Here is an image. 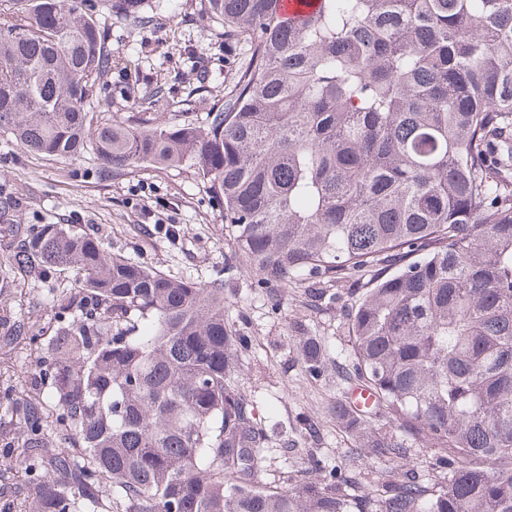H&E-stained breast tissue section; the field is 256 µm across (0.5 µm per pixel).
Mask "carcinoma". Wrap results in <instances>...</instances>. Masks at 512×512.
<instances>
[{"label":"carcinoma","instance_id":"1","mask_svg":"<svg viewBox=\"0 0 512 512\" xmlns=\"http://www.w3.org/2000/svg\"><path fill=\"white\" fill-rule=\"evenodd\" d=\"M107 9L152 23L146 0ZM200 9L248 50L206 124L94 126L112 58L85 0H0V134L66 159L91 147L115 170L194 169L260 288L369 276L348 378L395 432L332 414L358 456L425 448L448 475L264 487L224 280L171 279L42 224L12 269L73 268L80 286L36 362L41 390L5 405L24 472L62 477L19 512H87L104 492L110 512H512V0H318L294 25L281 0ZM298 344L320 375V346Z\"/></svg>","mask_w":512,"mask_h":512}]
</instances>
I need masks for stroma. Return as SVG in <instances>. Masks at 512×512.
<instances>
[{"mask_svg": "<svg viewBox=\"0 0 512 512\" xmlns=\"http://www.w3.org/2000/svg\"><path fill=\"white\" fill-rule=\"evenodd\" d=\"M90 13L107 35L112 67L94 98L97 116L126 119L134 114L157 123L204 124L214 104L223 102L244 50L225 53L224 38L200 15V0H149L154 23L148 30L112 16L100 0ZM204 63L193 73L189 59ZM162 91L152 103L154 91ZM0 185L14 188L19 205L12 224H0V325L23 326L47 346L78 282L76 271L53 268L20 278L9 267L17 229L33 224H65L87 230L106 251L178 280L226 282L225 323L248 343L240 356L244 394L269 435L261 482L320 478L335 470L358 475L359 489L407 470L423 480L438 479L430 453L410 449L397 469L378 460L354 461L351 433L330 409L351 386L342 369L350 361L348 313L360 292L354 279L308 278L286 287L255 288L243 270L227 271L234 252L224 213L207 184L189 168L140 167L120 173L102 165L93 150L74 159L25 151L0 135ZM176 225L179 234L165 230ZM313 336L325 356V371L311 379L298 339ZM36 350L0 341V399L34 394L30 369Z\"/></svg>", "mask_w": 512, "mask_h": 512, "instance_id": "35a3bbf8", "label": "stroma"}]
</instances>
